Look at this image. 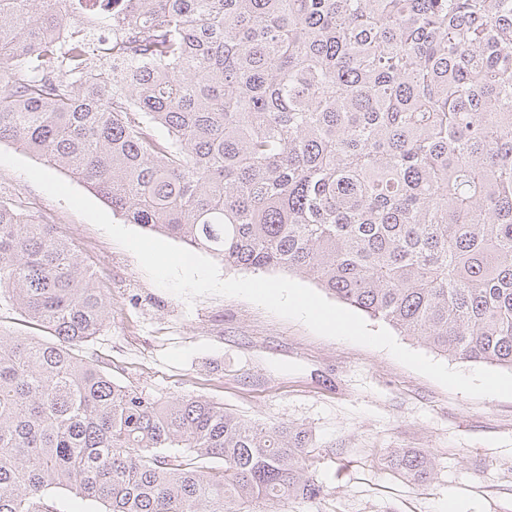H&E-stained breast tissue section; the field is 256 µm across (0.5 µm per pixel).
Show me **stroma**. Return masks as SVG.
Returning <instances> with one entry per match:
<instances>
[{
  "instance_id": "stroma-1",
  "label": "stroma",
  "mask_w": 512,
  "mask_h": 512,
  "mask_svg": "<svg viewBox=\"0 0 512 512\" xmlns=\"http://www.w3.org/2000/svg\"><path fill=\"white\" fill-rule=\"evenodd\" d=\"M0 200L57 225L107 291L111 317L86 352L115 381L308 431V472L323 497L255 512H512V399L448 390L386 350L316 335L238 297L186 304L131 252L6 166ZM399 449L433 453L432 479L397 474L390 458Z\"/></svg>"
}]
</instances>
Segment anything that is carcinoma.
<instances>
[{"label": "carcinoma", "mask_w": 512, "mask_h": 512, "mask_svg": "<svg viewBox=\"0 0 512 512\" xmlns=\"http://www.w3.org/2000/svg\"><path fill=\"white\" fill-rule=\"evenodd\" d=\"M0 0V142L130 224L283 270L437 352L512 369V0ZM112 33V56L86 42ZM0 512L315 501L309 434L150 398L85 346L111 301L0 201ZM391 467L430 479L433 457ZM24 318L20 315V311L7 305L2 300L0 301V327L5 332H15L23 336H46L37 329L28 327L27 323L23 322ZM49 498L54 505L64 512H91L97 509L98 505L88 500H83L72 492L58 490L50 493Z\"/></svg>", "instance_id": "1"}]
</instances>
